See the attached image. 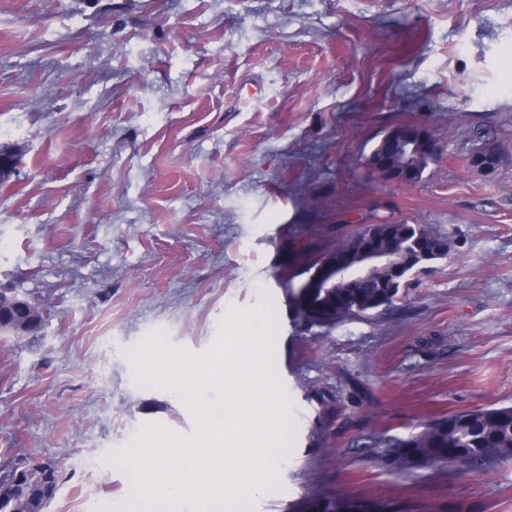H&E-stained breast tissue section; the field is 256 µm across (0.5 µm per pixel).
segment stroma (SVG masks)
<instances>
[{
  "label": "stroma",
  "mask_w": 512,
  "mask_h": 512,
  "mask_svg": "<svg viewBox=\"0 0 512 512\" xmlns=\"http://www.w3.org/2000/svg\"><path fill=\"white\" fill-rule=\"evenodd\" d=\"M403 123L437 155L388 185L366 158ZM0 142V287L44 311L0 336V457L62 465L47 512H127L117 454L151 422L194 434L137 379L143 341L202 354L257 308L290 425L266 493L210 512H512V459L397 472L371 445L512 406V0H0ZM367 224L448 257L394 308L305 319L315 263ZM497 151L487 145L477 147L470 155L469 161L473 168L491 173L497 166Z\"/></svg>",
  "instance_id": "stroma-1"
}]
</instances>
